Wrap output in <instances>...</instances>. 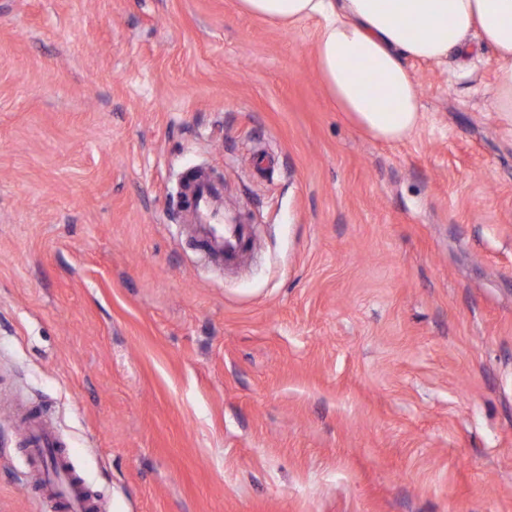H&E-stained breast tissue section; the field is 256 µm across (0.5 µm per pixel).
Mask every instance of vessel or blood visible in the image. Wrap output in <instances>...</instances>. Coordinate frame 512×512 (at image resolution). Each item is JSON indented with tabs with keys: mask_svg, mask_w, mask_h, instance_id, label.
I'll return each mask as SVG.
<instances>
[{
	"mask_svg": "<svg viewBox=\"0 0 512 512\" xmlns=\"http://www.w3.org/2000/svg\"><path fill=\"white\" fill-rule=\"evenodd\" d=\"M184 212L198 224L204 251L221 263L243 259L252 240L251 227L224 210V189L202 170L183 182ZM22 447L31 464V479L39 512H100L80 476L72 469L64 441L45 413L28 409L21 413Z\"/></svg>",
	"mask_w": 512,
	"mask_h": 512,
	"instance_id": "vessel-or-blood-1",
	"label": "vessel or blood"
}]
</instances>
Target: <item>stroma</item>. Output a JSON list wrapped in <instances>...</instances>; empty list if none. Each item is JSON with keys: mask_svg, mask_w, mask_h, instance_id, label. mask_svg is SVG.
<instances>
[{"mask_svg": "<svg viewBox=\"0 0 512 512\" xmlns=\"http://www.w3.org/2000/svg\"><path fill=\"white\" fill-rule=\"evenodd\" d=\"M320 22L0 0V512L14 408L107 512H512V126L492 53L407 59L420 127L329 103ZM256 229L195 249L185 171Z\"/></svg>", "mask_w": 512, "mask_h": 512, "instance_id": "stroma-1", "label": "stroma"}]
</instances>
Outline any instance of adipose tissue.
Segmentation results:
<instances>
[{
	"mask_svg": "<svg viewBox=\"0 0 512 512\" xmlns=\"http://www.w3.org/2000/svg\"><path fill=\"white\" fill-rule=\"evenodd\" d=\"M241 11L291 26L318 17L317 61L331 105L372 138L396 142L420 124L407 59L443 62L471 40L496 65L494 107L512 124V0H237Z\"/></svg>",
	"mask_w": 512,
	"mask_h": 512,
	"instance_id": "1",
	"label": "adipose tissue"
}]
</instances>
